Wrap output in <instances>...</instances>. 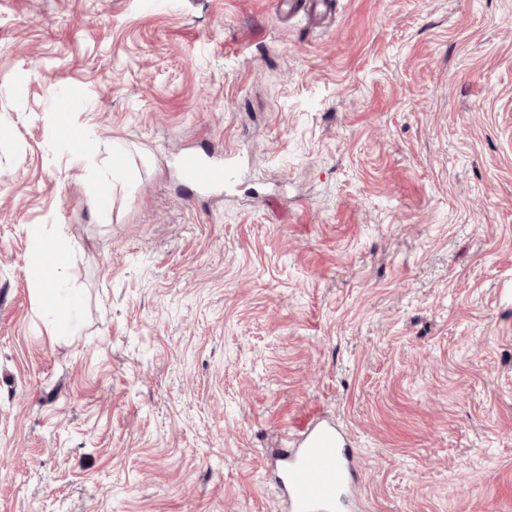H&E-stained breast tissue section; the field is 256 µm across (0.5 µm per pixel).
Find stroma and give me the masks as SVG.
<instances>
[{
	"label": "stroma",
	"mask_w": 512,
	"mask_h": 512,
	"mask_svg": "<svg viewBox=\"0 0 512 512\" xmlns=\"http://www.w3.org/2000/svg\"><path fill=\"white\" fill-rule=\"evenodd\" d=\"M313 415L361 512H512V0H0V512H285ZM240 161V153L236 150L226 151L224 163L214 162L201 154L190 153L181 156L180 166L189 184L196 188H205L229 183ZM30 239L35 247L52 256L57 267H62L64 264L65 248L59 240L48 235L41 225L31 227ZM48 298L45 305L47 313L52 314L62 326L71 327L78 315L79 305L70 295L69 289L55 282L48 289Z\"/></svg>",
	"instance_id": "stroma-1"
}]
</instances>
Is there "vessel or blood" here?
<instances>
[{"instance_id": "vessel-or-blood-1", "label": "vessel or blood", "mask_w": 512, "mask_h": 512, "mask_svg": "<svg viewBox=\"0 0 512 512\" xmlns=\"http://www.w3.org/2000/svg\"><path fill=\"white\" fill-rule=\"evenodd\" d=\"M241 161L239 152L226 151L223 162L200 154L182 155L180 166L185 180L205 188L229 183ZM277 465L275 483L288 512H345L348 488L355 473L353 456L342 432L327 419L307 422L283 448L271 449Z\"/></svg>"}]
</instances>
